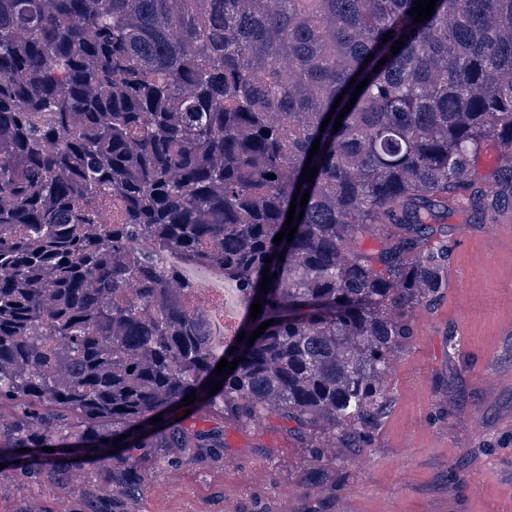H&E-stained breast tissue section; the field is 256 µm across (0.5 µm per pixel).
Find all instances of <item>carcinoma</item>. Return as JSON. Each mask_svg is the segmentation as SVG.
<instances>
[{
  "label": "carcinoma",
  "mask_w": 512,
  "mask_h": 512,
  "mask_svg": "<svg viewBox=\"0 0 512 512\" xmlns=\"http://www.w3.org/2000/svg\"><path fill=\"white\" fill-rule=\"evenodd\" d=\"M415 2L0 0V448L122 446L75 492L85 458L41 457L31 482L130 512L172 450L224 447L170 417L193 391L242 425L293 424L315 463L371 445L409 315L443 288L448 210L512 209V160L475 174L512 146V0H436L417 23ZM375 227L396 232L364 254ZM141 238L224 266L245 310L230 340ZM223 357L243 358L224 381Z\"/></svg>",
  "instance_id": "obj_1"
}]
</instances>
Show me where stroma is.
<instances>
[{
    "mask_svg": "<svg viewBox=\"0 0 512 512\" xmlns=\"http://www.w3.org/2000/svg\"><path fill=\"white\" fill-rule=\"evenodd\" d=\"M512 212L468 224L449 212L450 264L437 300L410 314L387 380L390 405L370 447L309 461L277 417L224 429L220 457L170 461L142 487L135 512H512ZM0 452V512H69L54 487L26 482Z\"/></svg>",
    "mask_w": 512,
    "mask_h": 512,
    "instance_id": "35a3bbf8",
    "label": "stroma"
}]
</instances>
